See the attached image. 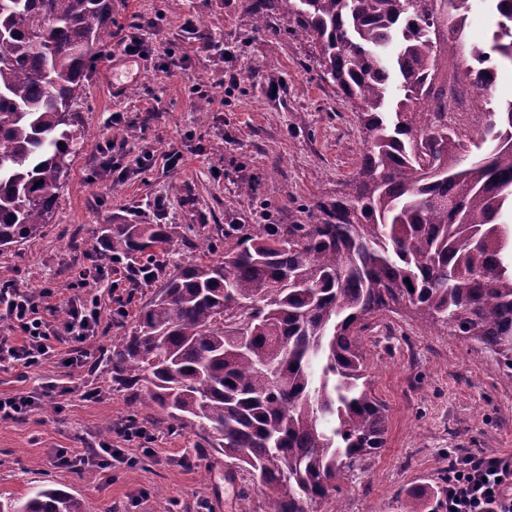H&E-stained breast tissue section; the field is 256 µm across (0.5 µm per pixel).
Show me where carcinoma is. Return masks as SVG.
<instances>
[{
	"instance_id": "cac0c4a2",
	"label": "carcinoma",
	"mask_w": 512,
	"mask_h": 512,
	"mask_svg": "<svg viewBox=\"0 0 512 512\" xmlns=\"http://www.w3.org/2000/svg\"><path fill=\"white\" fill-rule=\"evenodd\" d=\"M311 39L353 107L365 150L312 224H232L218 258L163 274L112 342L117 378L170 428L262 486L269 512H308L384 446L364 338L394 314L497 356L512 385V101L476 133L448 122V61L469 89L492 56L466 48L471 0H265ZM492 50L512 63V0ZM112 43V0H0V247L39 237L69 176L86 71ZM134 262L174 246L168 224H106L88 242ZM4 512H84L43 487Z\"/></svg>"
}]
</instances>
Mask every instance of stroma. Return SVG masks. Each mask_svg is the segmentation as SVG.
<instances>
[{
    "label": "stroma",
    "mask_w": 512,
    "mask_h": 512,
    "mask_svg": "<svg viewBox=\"0 0 512 512\" xmlns=\"http://www.w3.org/2000/svg\"><path fill=\"white\" fill-rule=\"evenodd\" d=\"M256 6L112 0L113 44L88 71L76 106L84 139L43 234L0 252V290L26 289L60 316L86 269L109 259L103 250L86 258L84 239L123 218L172 226L177 249L157 258L169 270L198 259L201 228L309 223L310 209L355 171L363 137L350 103L311 64L309 39L293 33L284 13L271 16L269 30H254ZM131 37L145 51L134 61L119 45ZM172 54L184 57L182 71L167 69ZM108 140L107 158L99 148ZM174 150L182 159L172 168ZM242 181L252 183V197L239 195ZM96 293L102 313L83 344L88 367H64L72 343L63 338L27 374L0 370V394L38 395L32 411L0 419V500L52 487L80 498L85 512H267L249 474L228 483L223 459L199 453L196 431L171 430L152 406L134 404L139 386L107 367L113 340L130 332L151 289L134 288L124 310L107 284ZM365 353L388 409L387 433L377 455L341 482L344 512H402L410 492L440 488L448 458L512 455V386L493 355L399 316L366 337ZM47 381L57 388L46 396ZM129 423L146 427L149 439L123 441L116 430ZM102 440L122 449L125 462L58 465L60 450Z\"/></svg>",
    "instance_id": "obj_1"
}]
</instances>
